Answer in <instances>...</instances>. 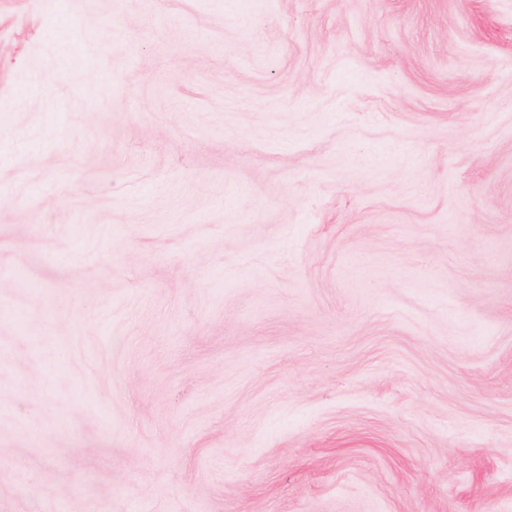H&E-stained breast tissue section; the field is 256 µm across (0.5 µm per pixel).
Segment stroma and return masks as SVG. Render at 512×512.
Instances as JSON below:
<instances>
[{
	"label": "stroma",
	"mask_w": 512,
	"mask_h": 512,
	"mask_svg": "<svg viewBox=\"0 0 512 512\" xmlns=\"http://www.w3.org/2000/svg\"><path fill=\"white\" fill-rule=\"evenodd\" d=\"M0 512H512V0H0Z\"/></svg>",
	"instance_id": "obj_1"
}]
</instances>
